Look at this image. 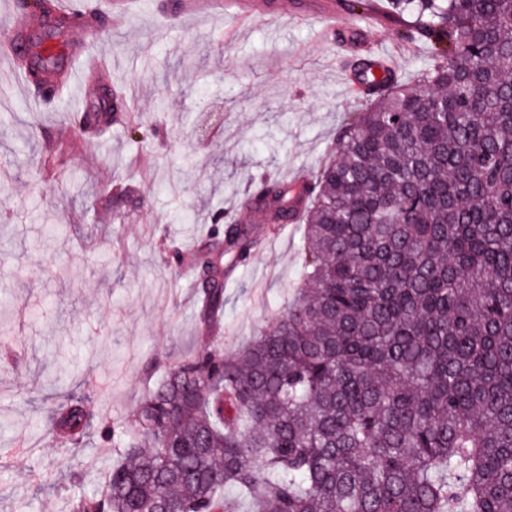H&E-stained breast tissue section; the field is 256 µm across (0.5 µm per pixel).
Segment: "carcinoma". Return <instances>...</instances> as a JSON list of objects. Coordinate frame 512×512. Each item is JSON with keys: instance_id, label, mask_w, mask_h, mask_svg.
<instances>
[{"instance_id": "obj_1", "label": "carcinoma", "mask_w": 512, "mask_h": 512, "mask_svg": "<svg viewBox=\"0 0 512 512\" xmlns=\"http://www.w3.org/2000/svg\"><path fill=\"white\" fill-rule=\"evenodd\" d=\"M389 15L430 63L343 121L313 181L245 198L275 223L303 208L292 298L240 351L174 365L112 427L124 459L75 512H224L228 486L253 512H512V0ZM66 27L40 29L39 98ZM125 105L109 90L78 121L104 137ZM255 248L229 227L193 253L206 334ZM88 400L63 395L53 432L78 443Z\"/></svg>"}]
</instances>
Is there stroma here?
I'll return each instance as SVG.
<instances>
[{
	"label": "stroma",
	"mask_w": 512,
	"mask_h": 512,
	"mask_svg": "<svg viewBox=\"0 0 512 512\" xmlns=\"http://www.w3.org/2000/svg\"><path fill=\"white\" fill-rule=\"evenodd\" d=\"M173 2L130 0L126 21L88 52L111 63L107 79L48 105L0 57V512H74L121 460L103 429L131 422L185 356L212 342L235 352L270 325L296 282L303 227L240 202L252 179L312 175L346 114L367 106L345 87L343 46L319 42L320 20L305 17L311 0H268L291 15L275 34L271 21L207 0L177 20ZM375 6L371 37L412 82L429 46L402 47L387 0ZM109 84L125 88L138 126H113L103 141L76 120ZM218 213L263 244L225 280L224 327L211 341L188 256ZM79 383L94 387L100 420L75 446L48 420Z\"/></svg>",
	"instance_id": "35a3bbf8"
}]
</instances>
